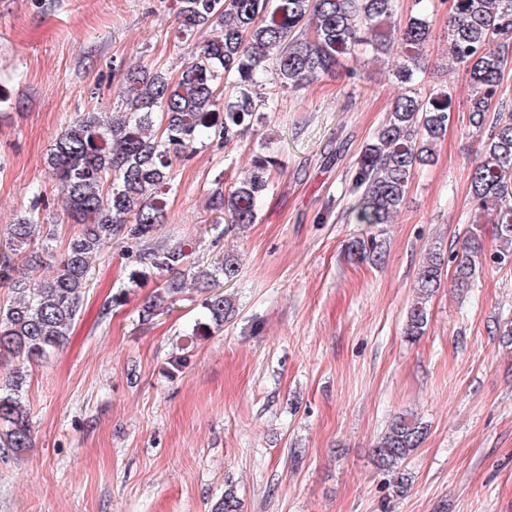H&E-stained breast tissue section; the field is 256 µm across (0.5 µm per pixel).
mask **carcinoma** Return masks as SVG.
<instances>
[{
    "label": "carcinoma",
    "instance_id": "carcinoma-1",
    "mask_svg": "<svg viewBox=\"0 0 512 512\" xmlns=\"http://www.w3.org/2000/svg\"><path fill=\"white\" fill-rule=\"evenodd\" d=\"M180 30L189 36L204 28L213 38L192 45L188 61L173 78L163 70L134 68L116 92L112 118L85 112L64 130L47 166L65 198L69 221L79 232L68 240L60 268L29 279L16 273L13 256L50 267L53 224L41 221L38 205L14 224L0 228V283L14 298L0 303V365L13 359L31 366L64 346L88 287L92 263L102 245L121 237L138 247L137 263L169 275L141 309L152 320L162 305L189 286L203 292L204 320L196 326L220 329L236 315L232 297L218 290L238 273L227 255L210 269L192 259L190 240L148 247L168 218L174 164L210 139L227 143L274 108L266 96L265 76L297 90L336 72L346 61L371 52L396 59V76L406 91L356 168L350 208L355 224H389L398 212L416 170L431 162V145L446 131L454 112L448 88L421 95L416 85L425 73L431 21L420 10L403 19L398 0H179ZM450 53L468 75L471 126L486 133L484 155L470 176L475 212L496 225L499 248L493 263H512V109L496 106L505 71L512 67V0H452L448 17ZM277 158L255 157L251 173L209 208L229 216L231 224H253L257 207L270 189L268 171ZM481 228L475 219L461 252L433 246L423 259L407 312L405 334L424 335L428 303L441 287L444 267L455 264L457 288H469L483 265ZM350 251L359 262L377 264L382 251L375 237L358 238ZM26 374L16 368L0 381V453L31 447L30 418L22 399ZM426 427L412 413L391 419L373 448L376 465L391 474L393 493L407 492L403 462L421 446ZM212 512H242L232 485Z\"/></svg>",
    "mask_w": 512,
    "mask_h": 512
}]
</instances>
